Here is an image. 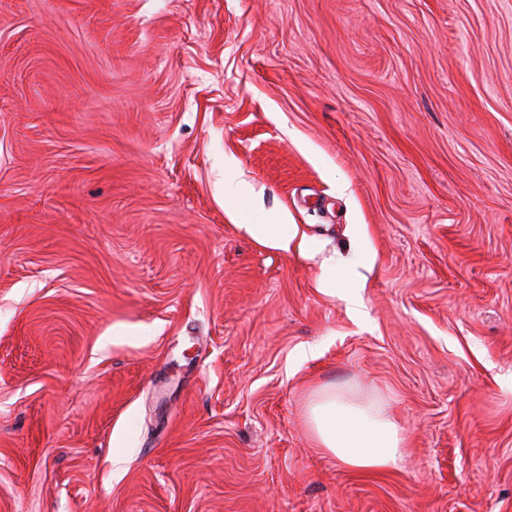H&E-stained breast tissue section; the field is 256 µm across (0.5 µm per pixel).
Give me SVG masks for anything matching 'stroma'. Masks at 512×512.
Segmentation results:
<instances>
[{"label": "stroma", "mask_w": 512, "mask_h": 512, "mask_svg": "<svg viewBox=\"0 0 512 512\" xmlns=\"http://www.w3.org/2000/svg\"><path fill=\"white\" fill-rule=\"evenodd\" d=\"M0 512H512V0H0ZM246 190L245 184L238 180L235 165L232 161L224 165V198L229 201H236ZM288 215L274 213L266 220V224H248L244 230L266 246L285 253L297 251L306 255L318 250V240L300 233L297 224H287ZM358 263L354 257H344L341 254L324 258L321 264L320 284L322 289L336 288V280L343 281L347 288H362L358 273ZM300 413L319 451L344 469H387L404 455L406 435L383 397L316 385L305 392Z\"/></svg>", "instance_id": "stroma-1"}]
</instances>
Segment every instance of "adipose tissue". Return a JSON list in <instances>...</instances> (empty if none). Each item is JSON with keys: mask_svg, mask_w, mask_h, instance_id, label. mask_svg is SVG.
<instances>
[{"mask_svg": "<svg viewBox=\"0 0 512 512\" xmlns=\"http://www.w3.org/2000/svg\"><path fill=\"white\" fill-rule=\"evenodd\" d=\"M244 230L266 246L285 253L308 254L318 249L316 238L289 223L287 214L275 213L263 224H248ZM355 258L331 255L321 264L322 289L345 282L351 289L349 303L359 309L360 285ZM300 413L317 448L347 470L394 467L402 459L406 435L382 397H366L347 385H316L302 399Z\"/></svg>", "mask_w": 512, "mask_h": 512, "instance_id": "adipose-tissue-1", "label": "adipose tissue"}]
</instances>
